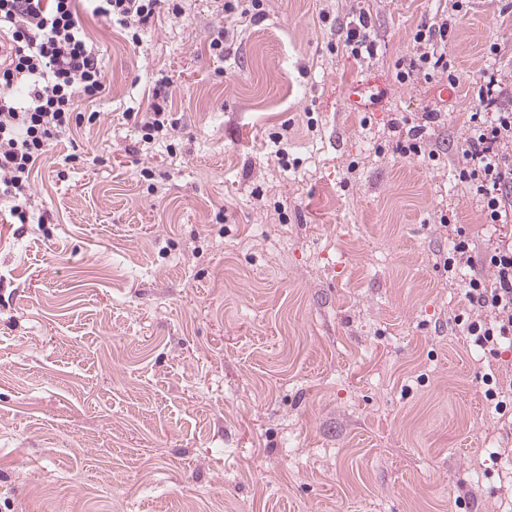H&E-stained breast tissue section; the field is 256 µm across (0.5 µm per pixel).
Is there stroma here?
I'll return each mask as SVG.
<instances>
[{"mask_svg":"<svg viewBox=\"0 0 512 512\" xmlns=\"http://www.w3.org/2000/svg\"><path fill=\"white\" fill-rule=\"evenodd\" d=\"M511 3L181 0L134 44L80 0L98 118L35 165L33 223L0 198V512H512L484 380L512 350L473 344L444 264L489 244L456 173L483 74L512 96ZM444 19L450 75L400 81ZM164 75L148 144L127 114ZM215 2H223L221 10L227 17H234L239 11L241 15H248L252 11L253 18H260L263 15V0H218ZM346 33V45L351 47V53L354 56L362 57L364 53L368 56L374 55L376 46L374 40L370 38V21L365 12H359ZM146 120L140 121V128L143 132L142 140L151 143L155 139V134L162 133L167 130V126L173 125L171 112H166L165 107L158 101H154L150 105V112H146Z\"/></svg>","mask_w":512,"mask_h":512,"instance_id":"1","label":"stroma"}]
</instances>
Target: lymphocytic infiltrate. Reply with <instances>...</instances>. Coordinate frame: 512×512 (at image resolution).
<instances>
[{
    "instance_id": "f902f5d3",
    "label": "lymphocytic infiltrate",
    "mask_w": 512,
    "mask_h": 512,
    "mask_svg": "<svg viewBox=\"0 0 512 512\" xmlns=\"http://www.w3.org/2000/svg\"><path fill=\"white\" fill-rule=\"evenodd\" d=\"M94 15L123 28L131 41L161 10L180 15L178 0H93ZM0 194L14 199L12 215L29 221L25 207L33 168L51 143L95 114L79 112V102H94L107 89L105 65L87 40L76 0H0ZM447 23L421 25L414 35L418 55L400 80L431 78L448 64ZM499 82L490 77L478 91L479 111L471 116L465 162L457 176L483 200L486 224L502 230L512 223V112L482 115L496 103ZM471 240L459 235L447 267L462 264L472 273L464 279L465 298L480 316L465 324L475 345L498 355L512 346V241H499L473 256ZM491 276L477 273V266Z\"/></svg>"
}]
</instances>
